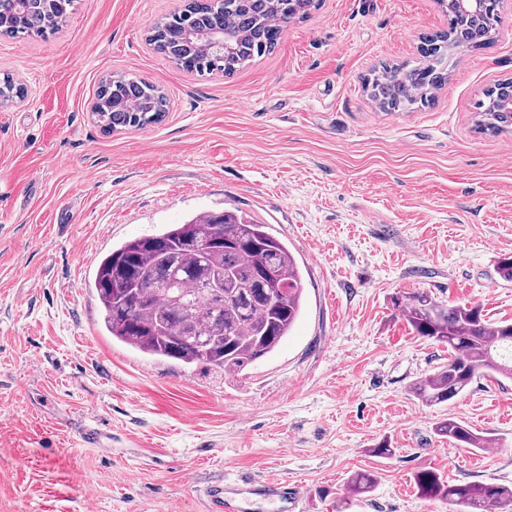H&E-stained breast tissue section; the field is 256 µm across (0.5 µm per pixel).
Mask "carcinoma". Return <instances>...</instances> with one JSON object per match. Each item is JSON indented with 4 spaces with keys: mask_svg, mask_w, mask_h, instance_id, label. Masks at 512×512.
<instances>
[{
    "mask_svg": "<svg viewBox=\"0 0 512 512\" xmlns=\"http://www.w3.org/2000/svg\"><path fill=\"white\" fill-rule=\"evenodd\" d=\"M76 0H0L7 19L0 36L44 37L58 29L60 15ZM495 0L489 19L444 4L448 30L423 39L422 60L386 65L369 82L372 99L387 111L417 101L448 80V55L456 48L480 49L500 23ZM317 0H187L155 22L146 41L177 68L199 75L232 74L275 48L283 29L317 7ZM24 94L6 73L0 78V104ZM512 98V80L494 84L477 106L476 127L492 134L512 128V112L501 101ZM170 99L144 78L111 74L102 79L91 107L105 132L140 129L161 122ZM94 288L103 324L115 339L150 356L236 373L266 357L289 334L302 309L303 284L297 262L264 224L235 214L197 215L165 231L134 238L112 249L100 262ZM393 305L420 337L448 346V363L411 387L427 406L463 394L476 373L512 377V323L486 319L478 306H447L427 292L393 297ZM435 432L465 448H486L487 439L447 419ZM421 495L458 507V512H504L512 487L450 484L434 472L417 474ZM376 478L367 471L349 476L351 495L371 492Z\"/></svg>",
    "mask_w": 512,
    "mask_h": 512,
    "instance_id": "carcinoma-1",
    "label": "carcinoma"
}]
</instances>
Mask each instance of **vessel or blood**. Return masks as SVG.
I'll return each mask as SVG.
<instances>
[{"instance_id":"vessel-or-blood-1","label":"vessel or blood","mask_w":512,"mask_h":512,"mask_svg":"<svg viewBox=\"0 0 512 512\" xmlns=\"http://www.w3.org/2000/svg\"><path fill=\"white\" fill-rule=\"evenodd\" d=\"M208 512H252L256 502L272 505L274 512H296L300 499L294 488L277 478L218 482L205 490Z\"/></svg>"}]
</instances>
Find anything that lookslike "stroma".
Returning <instances> with one entry per match:
<instances>
[{
	"label": "stroma",
	"instance_id": "obj_1",
	"mask_svg": "<svg viewBox=\"0 0 512 512\" xmlns=\"http://www.w3.org/2000/svg\"><path fill=\"white\" fill-rule=\"evenodd\" d=\"M183 0H78L54 34L0 36V512H207L212 483L277 476L304 512H451L415 475L512 486V379L477 373L427 406L448 360L392 307L425 291L512 321V132L475 104L512 79V0L494 42L456 50L428 106L387 112L367 78L446 29L437 0H321L227 76L177 69L146 42ZM134 73L165 120L106 133L102 78ZM267 225L295 256L304 310L271 355L223 374L145 356L102 326L92 281L115 245L202 213ZM452 418L490 439L438 436ZM93 424L109 449L81 444ZM393 453L372 455L380 441ZM377 477L348 497L355 471Z\"/></svg>",
	"mask_w": 512,
	"mask_h": 512
}]
</instances>
